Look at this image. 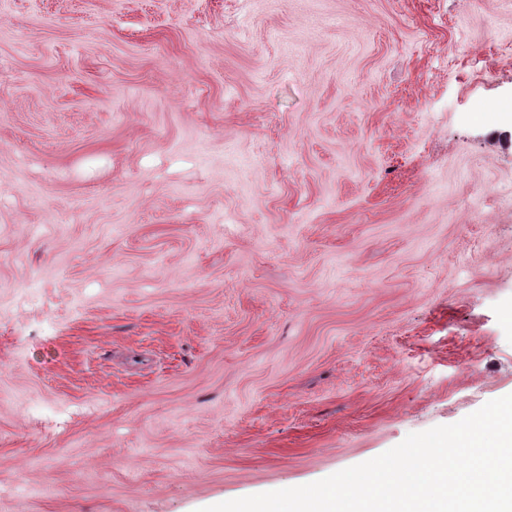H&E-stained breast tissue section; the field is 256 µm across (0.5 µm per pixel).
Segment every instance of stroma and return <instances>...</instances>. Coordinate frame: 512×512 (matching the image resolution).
Returning <instances> with one entry per match:
<instances>
[{
	"mask_svg": "<svg viewBox=\"0 0 512 512\" xmlns=\"http://www.w3.org/2000/svg\"><path fill=\"white\" fill-rule=\"evenodd\" d=\"M512 394V0H0V512H200Z\"/></svg>",
	"mask_w": 512,
	"mask_h": 512,
	"instance_id": "35a3bbf8",
	"label": "stroma"
}]
</instances>
